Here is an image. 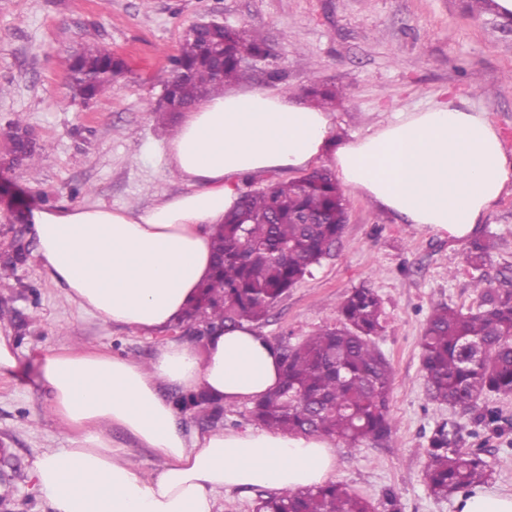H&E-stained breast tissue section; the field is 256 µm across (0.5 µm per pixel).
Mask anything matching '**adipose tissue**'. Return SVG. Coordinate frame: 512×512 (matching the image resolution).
<instances>
[{
    "label": "adipose tissue",
    "mask_w": 512,
    "mask_h": 512,
    "mask_svg": "<svg viewBox=\"0 0 512 512\" xmlns=\"http://www.w3.org/2000/svg\"><path fill=\"white\" fill-rule=\"evenodd\" d=\"M328 161L379 210L442 236L471 234L512 182V158L484 112L443 102L397 112L352 140L331 112L291 94L227 85L180 117L165 166L183 185L145 209L33 208L25 217L47 277L68 301L144 332L178 322L213 267L211 240L247 176L296 174ZM278 349L249 322L216 325L202 347L170 341L149 362L87 347L43 357V383L70 445L31 466L50 512H224L235 488L321 485L334 449L319 436L176 425L162 390H200L224 405L256 402L279 385ZM122 431L163 461L146 473L112 437Z\"/></svg>",
    "instance_id": "ef3b65f1"
}]
</instances>
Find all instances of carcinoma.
Here are the masks:
<instances>
[{"mask_svg": "<svg viewBox=\"0 0 512 512\" xmlns=\"http://www.w3.org/2000/svg\"><path fill=\"white\" fill-rule=\"evenodd\" d=\"M254 57L267 54L266 44L223 27L207 35L187 34L173 58L174 77L166 85L167 105L155 110L163 123L215 94L244 75L242 49ZM112 52L87 46L75 67L109 69ZM108 80L69 83L72 101L85 103L113 90ZM321 106L336 100V90L318 83L309 89ZM22 121L9 134L11 153L33 167L41 148L27 139ZM348 217V201L328 171L306 178L272 181L260 192L241 195L238 210L226 218L212 240L213 269L183 322L210 332L214 324L259 323L311 268L339 243ZM494 239L476 238L466 257L475 270L491 260ZM496 286L474 279L480 304L466 313L448 305L436 307L422 336V368L429 400L473 413L478 427L498 422L490 409L476 411L483 396L512 395V267L498 271ZM336 325L301 343L279 348L280 385L253 404V418L269 430L288 434L336 437L348 445L388 440L392 369L377 348L383 329L380 300L373 289H352L337 307ZM183 410L207 408L220 421L226 406L204 392L179 395ZM460 431L438 425L430 438L425 480L437 499L467 496L488 483L490 472L477 452L457 448ZM257 512H374L366 498L339 482L262 498Z\"/></svg>", "mask_w": 512, "mask_h": 512, "instance_id": "cac0c4a2", "label": "carcinoma"}]
</instances>
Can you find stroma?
Listing matches in <instances>:
<instances>
[{
  "mask_svg": "<svg viewBox=\"0 0 512 512\" xmlns=\"http://www.w3.org/2000/svg\"><path fill=\"white\" fill-rule=\"evenodd\" d=\"M469 0H0V158L7 135L25 123L44 152L37 170H0L9 188L0 199V262L16 243L29 248L13 272H0V303L17 319L10 330L16 366L0 377V441L16 467L11 512H49L34 488L31 465L67 447L40 384L51 349L84 345L149 361L179 339L176 330L145 334L81 311L46 276L32 250L24 213L38 205L103 204L146 208L182 185L165 170L173 126L153 113L171 60L188 28L214 20L263 40L265 57L249 60L250 87L306 97L313 83L342 89L335 134L360 136L395 112H419L444 101L488 113L512 156V17ZM121 57L125 74L112 93L72 103L68 63L89 43ZM348 221L331 256L312 268L256 325L273 344H296L336 323V308L353 288L378 294L383 330L376 344L391 365L390 441L350 448L333 440L329 479L370 500L377 512H458L453 499L431 496L424 481L429 438L437 425L461 427L480 449L491 489L512 493V395H491L497 424L474 429L471 413L431 402L421 364V336L432 309L478 303L468 239L441 237L348 195ZM479 229L496 242L488 276L512 265V184L482 216Z\"/></svg>",
  "mask_w": 512,
  "mask_h": 512,
  "instance_id": "35a3bbf8",
  "label": "stroma"
}]
</instances>
